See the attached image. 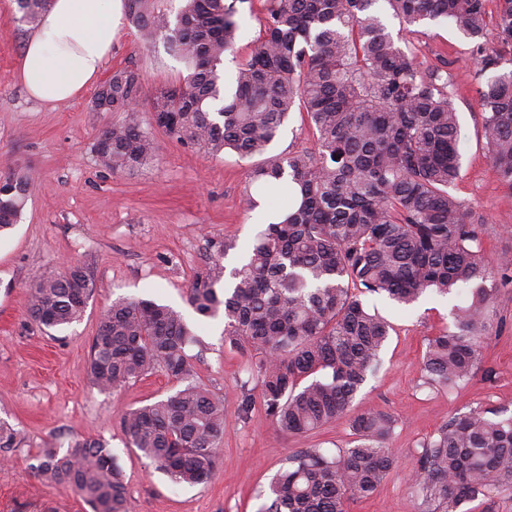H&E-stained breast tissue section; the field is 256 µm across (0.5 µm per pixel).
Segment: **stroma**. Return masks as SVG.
<instances>
[{"label": "stroma", "instance_id": "1", "mask_svg": "<svg viewBox=\"0 0 512 512\" xmlns=\"http://www.w3.org/2000/svg\"><path fill=\"white\" fill-rule=\"evenodd\" d=\"M264 0L240 7L241 30L234 60L248 57L261 34ZM15 0H0V173L27 169L36 179L17 224L0 234V418L21 433L22 444L0 466V512H91L71 488L32 475L29 456L75 440H99L119 458L125 474L128 512H258L266 490L288 454L299 448L336 452L352 440L348 420L311 433L280 432L263 405L240 417V387L249 378L240 354L224 344L223 319L199 316L187 301L193 275L208 263L206 241L230 237L237 247L224 260L238 265L243 249L281 209L284 198L264 194L249 209L250 172L262 157L240 159L228 152L211 157L152 128L158 145L152 164L115 173L98 164L91 147L116 114L92 107L95 88L58 104L33 99L20 62L34 25L18 20ZM420 60L445 57L457 77L453 102L461 135V172L452 194L471 206L484 224L490 258L512 256V197L500 186L484 149L481 116L466 70L469 45L447 23L428 22L404 33ZM125 66L138 70L145 91L178 81L184 66L162 42L147 43L131 24L120 25L101 77ZM315 134L305 113L292 112L270 153L286 157L314 149ZM80 263L97 288L80 322L44 330L26 314L29 281ZM120 297L153 299L181 311L198 342L188 350L201 382L222 395L226 430L219 463L207 483L173 484L134 448L127 447L122 417L146 401L172 394L176 381L155 371L108 393L89 386V354L102 311ZM393 327L381 357L383 367L355 399L356 409L374 407L393 417L390 443L397 463L371 497L347 512H419L412 492L414 452L442 423L478 406L512 410V288L494 304L495 325L487 336L473 379L456 389L423 385L428 340L451 322L455 296H426L408 306L367 296Z\"/></svg>", "mask_w": 512, "mask_h": 512}]
</instances>
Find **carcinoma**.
Segmentation results:
<instances>
[{"label": "carcinoma", "instance_id": "cac0c4a2", "mask_svg": "<svg viewBox=\"0 0 512 512\" xmlns=\"http://www.w3.org/2000/svg\"><path fill=\"white\" fill-rule=\"evenodd\" d=\"M126 0L127 16L148 42L161 41L187 75L154 88L152 124L170 138L217 156H262L294 108L306 113L316 149L252 169L250 184L285 194L287 206L255 235L243 262L226 271L234 241H208L210 263L188 288L203 317H224V345L247 358L266 415L288 435L348 419L354 445L334 454L300 448L273 478L259 512H345L369 498L395 465V420L366 409L357 393L382 367L392 326L365 295L409 305L424 294L462 296L452 322L424 356L426 388L467 384L493 326L494 282L512 286V260L489 261L483 221L449 192L459 176L460 125L448 61L423 66L384 22L379 3L402 29L446 21L470 44L483 139L498 180L512 196V0H266L262 35L231 82L224 57L236 48L238 5L248 0ZM49 0H17L21 19L38 21ZM496 41L486 37L489 25ZM100 111L121 118L98 161L114 172L152 161L158 146L143 117L128 112L143 78L112 72ZM31 175L0 178V232L17 224ZM96 283L83 264L36 276L26 312L45 329L78 322L87 301L71 281ZM195 333L183 316L153 300L117 298L101 314L90 349L89 380L110 391L153 372L178 383L164 398L127 411L129 447L175 484L198 485L214 472L224 443V400L202 384L186 348ZM21 444L0 420V456ZM29 471L73 488L92 512H127L120 462L101 441L46 448ZM411 482L423 512L512 494V413L474 409L451 417L420 444Z\"/></svg>", "mask_w": 512, "mask_h": 512}]
</instances>
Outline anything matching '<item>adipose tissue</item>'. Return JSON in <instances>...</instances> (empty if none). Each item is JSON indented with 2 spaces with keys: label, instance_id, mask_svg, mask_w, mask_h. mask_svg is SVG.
I'll list each match as a JSON object with an SVG mask.
<instances>
[{
  "label": "adipose tissue",
  "instance_id": "1",
  "mask_svg": "<svg viewBox=\"0 0 512 512\" xmlns=\"http://www.w3.org/2000/svg\"><path fill=\"white\" fill-rule=\"evenodd\" d=\"M122 0H53L30 36L21 75L31 97L57 103L90 85L112 50Z\"/></svg>",
  "mask_w": 512,
  "mask_h": 512
}]
</instances>
